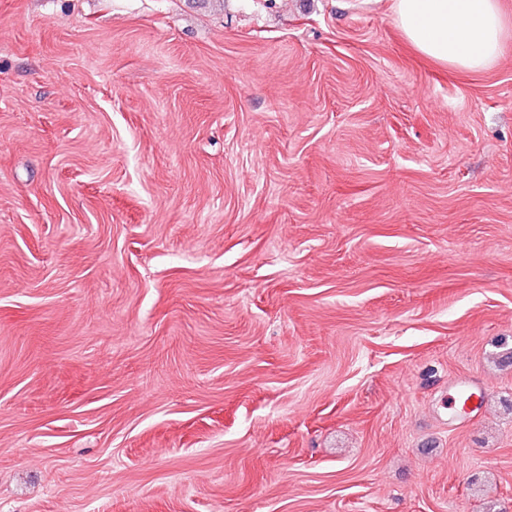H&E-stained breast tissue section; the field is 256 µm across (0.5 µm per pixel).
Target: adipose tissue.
<instances>
[{
  "mask_svg": "<svg viewBox=\"0 0 512 512\" xmlns=\"http://www.w3.org/2000/svg\"><path fill=\"white\" fill-rule=\"evenodd\" d=\"M391 8L421 54L461 71L490 67L512 37L500 0H392Z\"/></svg>",
  "mask_w": 512,
  "mask_h": 512,
  "instance_id": "1",
  "label": "adipose tissue"
}]
</instances>
